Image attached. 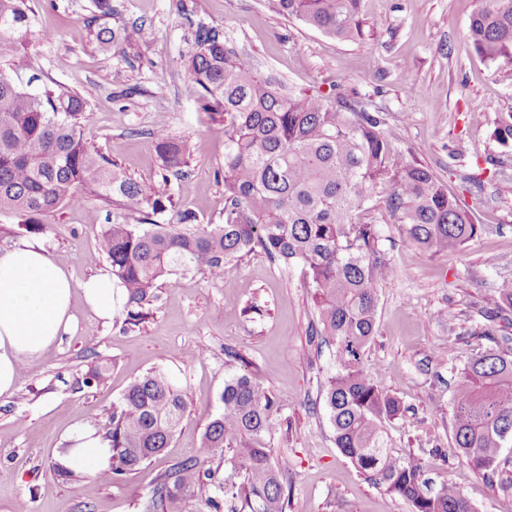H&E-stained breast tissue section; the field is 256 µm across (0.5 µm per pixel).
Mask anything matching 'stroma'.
I'll return each instance as SVG.
<instances>
[{"mask_svg":"<svg viewBox=\"0 0 512 512\" xmlns=\"http://www.w3.org/2000/svg\"><path fill=\"white\" fill-rule=\"evenodd\" d=\"M29 4L32 23L0 37V62L22 52L30 65L20 79L30 90L55 81L85 95L90 148L133 179L157 182L164 170L155 132L186 144L192 173L171 182L175 207L163 217L170 224L183 209L203 225L224 221V133L185 92L198 26L219 29L247 68L383 113L393 152L428 166L484 231L461 251L436 255L405 244L385 194L366 206L360 218L377 225L395 274L378 286L377 334L363 369L403 403L404 415L386 424L391 452L419 459L429 490L451 483L476 512H512V470L478 473L456 457L452 439L456 367L489 347L512 352V310L491 303L496 287L512 279V196L497 195L494 180L512 176V145L494 135L499 116L512 112V64L482 57L468 40L477 0H363V31L352 40L282 16L268 0H112L115 23H143L154 35L107 52L87 26L93 0ZM90 208L99 223H87ZM113 217L93 195L84 207L41 217L36 234L0 212V250L38 244L78 283L108 269L97 242ZM155 293L151 316L136 327L126 325V308L106 322L75 301V332L27 365L13 395L0 397V512H144L153 481L173 461L194 457L223 468L202 433L225 380L241 374L267 391L281 422L268 446L273 458L290 462L286 512H412L336 446L322 392L336 360L332 347L309 339L319 315L299 267L252 252L226 265L221 280L194 272L179 288ZM476 328L489 337L473 336ZM97 353L111 360L110 375L83 386ZM158 368L188 404L164 456L119 483L53 477L68 433L89 425L90 415H106L130 383Z\"/></svg>","mask_w":512,"mask_h":512,"instance_id":"35a3bbf8","label":"stroma"}]
</instances>
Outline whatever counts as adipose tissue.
<instances>
[{"label": "adipose tissue", "instance_id": "1", "mask_svg": "<svg viewBox=\"0 0 512 512\" xmlns=\"http://www.w3.org/2000/svg\"><path fill=\"white\" fill-rule=\"evenodd\" d=\"M81 295L97 317L111 318L123 304L121 288L110 272L74 283L65 264L28 244L0 251V397L13 394L23 367L39 359L63 336L76 318L74 295ZM61 463L93 477L109 465V442L91 428L75 431Z\"/></svg>", "mask_w": 512, "mask_h": 512}]
</instances>
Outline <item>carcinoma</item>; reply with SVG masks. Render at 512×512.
<instances>
[{"label":"carcinoma","instance_id":"obj_1","mask_svg":"<svg viewBox=\"0 0 512 512\" xmlns=\"http://www.w3.org/2000/svg\"><path fill=\"white\" fill-rule=\"evenodd\" d=\"M279 14L328 36L362 34V0H270ZM27 0H0V34L30 26ZM103 51L147 41L145 25L104 24L91 30ZM476 52L512 63V0H479L468 26ZM25 58L0 65V212L14 213L29 232L37 217L72 207L94 194L117 211L99 238L112 277L127 294V318L136 326L149 315L156 282L175 287L179 276L197 272L213 280L244 252L256 248L286 267L302 266L319 311L316 334L336 346V374L324 397L341 453L374 483L409 501L413 512H476L449 484L434 494L422 489L414 458L391 454L384 424L402 409L400 400L364 374L362 359L376 335L378 285L393 274L377 225L357 215L378 190L404 226L405 242L433 254H454L482 231L448 186L411 156L388 144L385 118L342 96L287 89L237 62L224 34L199 26L188 57L187 95L212 110L224 130V223L197 225L183 210L176 231L159 217L173 207L168 176L189 174L184 143L154 133L167 175L162 184L139 182L115 161L88 147L82 128L91 120L86 97L47 83L30 92L14 78ZM512 143V113L495 130ZM512 309V280L493 300ZM108 360L97 358L84 378H104ZM452 396L454 448L474 470L495 474L503 448L512 445V353L487 349L457 370ZM220 410L207 423L203 445L231 454V472L218 477L199 460L171 463L150 491L149 512H224L227 496L241 512H285L283 485L288 460H272L264 439L276 431L273 403L244 374L224 383ZM183 392L162 370L134 381L112 404L107 438L112 456L97 479L119 482L169 447L185 415ZM213 493L200 500L202 491Z\"/></svg>","mask_w":512,"mask_h":512}]
</instances>
